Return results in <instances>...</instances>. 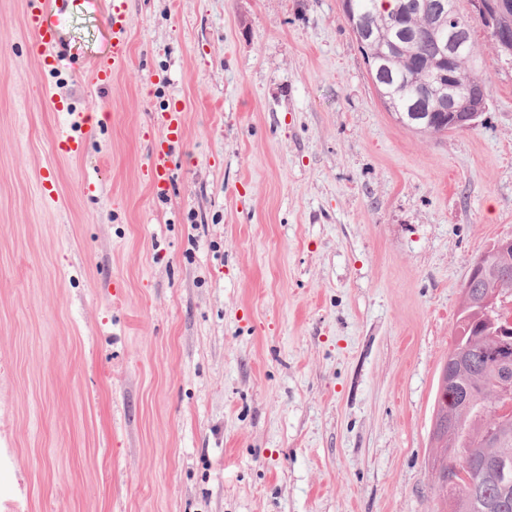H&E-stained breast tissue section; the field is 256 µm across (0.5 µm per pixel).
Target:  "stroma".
<instances>
[{
    "instance_id": "obj_1",
    "label": "stroma",
    "mask_w": 512,
    "mask_h": 512,
    "mask_svg": "<svg viewBox=\"0 0 512 512\" xmlns=\"http://www.w3.org/2000/svg\"><path fill=\"white\" fill-rule=\"evenodd\" d=\"M126 2L101 88L109 0H73L56 68L0 0V512H439L461 287L512 238V60L458 0L487 110L425 136L341 0ZM108 24L112 29L110 52L107 56L98 59L93 67L95 80L101 85L109 83L112 79V73L129 59L130 47L126 37L129 19L125 9V2L114 0L111 3ZM181 109H175L167 115V127L169 135L167 141L161 143L151 156L150 169L153 178V184L158 195L167 190V176L172 159V149L176 143H179L183 131V117Z\"/></svg>"
}]
</instances>
